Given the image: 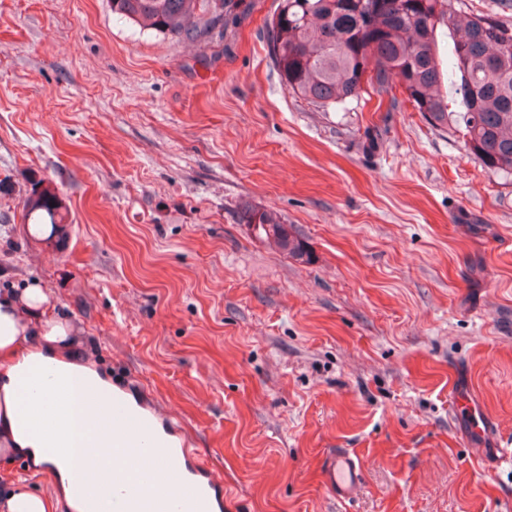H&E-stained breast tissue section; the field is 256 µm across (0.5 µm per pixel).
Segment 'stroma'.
<instances>
[{
    "instance_id": "1",
    "label": "stroma",
    "mask_w": 512,
    "mask_h": 512,
    "mask_svg": "<svg viewBox=\"0 0 512 512\" xmlns=\"http://www.w3.org/2000/svg\"><path fill=\"white\" fill-rule=\"evenodd\" d=\"M244 2L227 27L196 0L188 39L110 0H0V291L49 289L83 358L189 433L227 512H512L492 462L512 445V176L409 102L292 94L266 49L279 0ZM39 181L68 239L29 235ZM343 450L349 500L320 475ZM240 221L242 224L252 225L260 239L279 251L286 252L297 260L310 259L306 243L292 232L290 225L281 222L273 213L248 206L241 211ZM363 466L357 456L348 451L327 454L322 460V482L341 499H350L362 480Z\"/></svg>"
}]
</instances>
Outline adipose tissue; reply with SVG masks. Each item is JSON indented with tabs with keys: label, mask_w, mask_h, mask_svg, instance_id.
<instances>
[{
	"label": "adipose tissue",
	"mask_w": 512,
	"mask_h": 512,
	"mask_svg": "<svg viewBox=\"0 0 512 512\" xmlns=\"http://www.w3.org/2000/svg\"><path fill=\"white\" fill-rule=\"evenodd\" d=\"M71 328L54 310L51 295L39 284L16 292L0 294V462L10 463L15 455L28 458L34 467L49 472L59 493L67 498L72 512H83L73 499L74 468L68 460L47 459L42 448L47 439L59 447H71L74 431L57 427L49 437H39L31 421L17 410L19 377L35 366L52 370L55 390L74 382L90 383L98 393V410H105L112 395V384L74 350Z\"/></svg>",
	"instance_id": "adipose-tissue-1"
}]
</instances>
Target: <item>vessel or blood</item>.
I'll list each match as a JSON object with an SVG mask.
<instances>
[{
  "label": "vessel or blood",
  "mask_w": 512,
  "mask_h": 512,
  "mask_svg": "<svg viewBox=\"0 0 512 512\" xmlns=\"http://www.w3.org/2000/svg\"><path fill=\"white\" fill-rule=\"evenodd\" d=\"M46 384L43 371L35 370L17 386V405L33 420L67 421L79 402L94 403L91 388L63 398L44 397L42 406L34 398ZM158 414L148 406H133L127 389L112 388L110 412L91 414L69 458L75 467L74 486L90 504L108 500L112 512H224V484L207 465L193 458L182 430H154ZM112 441V454L99 468L88 470L86 458L98 455L102 438ZM363 466L347 451L325 455L322 482L337 497L351 498L362 480Z\"/></svg>",
  "instance_id": "1"
}]
</instances>
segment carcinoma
I'll use <instances>...</instances> for the list:
<instances>
[{
  "instance_id": "1",
  "label": "carcinoma",
  "mask_w": 512,
  "mask_h": 512,
  "mask_svg": "<svg viewBox=\"0 0 512 512\" xmlns=\"http://www.w3.org/2000/svg\"><path fill=\"white\" fill-rule=\"evenodd\" d=\"M195 0H112V11L170 36H191ZM211 21L243 0H214ZM460 0H280L267 22L268 54L288 90L321 106L391 103L397 95L431 125L450 117L490 171L512 175V25L475 14L457 19ZM452 42L443 58L440 39ZM57 193L36 188L25 205L30 224L65 233ZM240 221L279 251L310 259L306 243L267 210L246 207Z\"/></svg>"
}]
</instances>
